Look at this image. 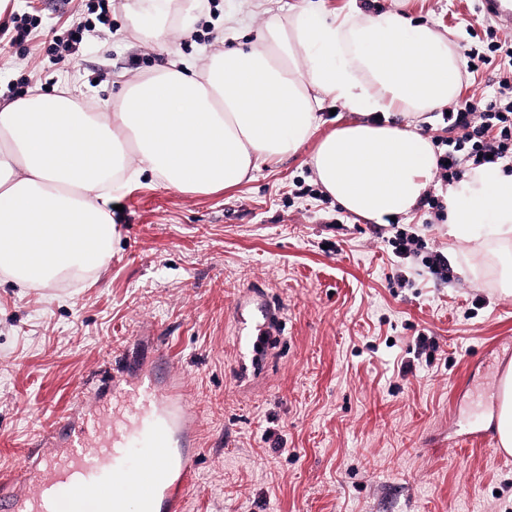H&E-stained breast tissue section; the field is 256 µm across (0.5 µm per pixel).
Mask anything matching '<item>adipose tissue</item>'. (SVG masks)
I'll list each match as a JSON object with an SVG mask.
<instances>
[{"instance_id": "ef3b65f1", "label": "adipose tissue", "mask_w": 512, "mask_h": 512, "mask_svg": "<svg viewBox=\"0 0 512 512\" xmlns=\"http://www.w3.org/2000/svg\"><path fill=\"white\" fill-rule=\"evenodd\" d=\"M197 0L133 12L132 33L165 49L190 32ZM459 58L447 36L404 11L344 13L317 0L268 21L255 42L174 56L123 81L103 109L63 89L0 105V275L40 288L101 269L116 234L111 205L142 177L182 193L240 185L304 144L317 182L348 212L387 223L409 214L436 171L430 137L375 113L422 118L456 99ZM365 115L322 138L324 101ZM448 234L495 240L512 289V174L486 165L448 188Z\"/></svg>"}]
</instances>
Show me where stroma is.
<instances>
[{"instance_id":"35a3bbf8","label":"stroma","mask_w":512,"mask_h":512,"mask_svg":"<svg viewBox=\"0 0 512 512\" xmlns=\"http://www.w3.org/2000/svg\"><path fill=\"white\" fill-rule=\"evenodd\" d=\"M22 0L0 12V31L28 19L20 45L0 41V104L59 82L105 101L123 76L162 65L165 54L130 33L134 0ZM301 0H213L173 47L191 57L215 24L238 11L225 46L253 42L272 17ZM363 12L402 6L446 30L459 58L485 52L487 29L505 34L480 0H358ZM78 53L52 61L78 24ZM312 144L253 180L184 194L143 179L120 197L105 266L63 274L41 288L0 275V477L31 449L89 413L93 386L135 362L176 371L192 396L196 477L185 512H512V461L473 446L497 427L494 389L512 359V295L501 267L448 226L414 208L395 224L343 211L333 198L296 196L315 186ZM416 232L448 259V277L418 261L401 266L388 244ZM404 271L408 282L398 285ZM280 308L271 353L254 363L260 310ZM434 352L416 350L419 334ZM413 362V373L400 371ZM275 432L281 451L266 442Z\"/></svg>"}]
</instances>
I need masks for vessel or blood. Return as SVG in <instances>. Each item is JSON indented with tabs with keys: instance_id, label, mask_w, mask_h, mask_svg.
Here are the masks:
<instances>
[{
	"instance_id": "vessel-or-blood-1",
	"label": "vessel or blood",
	"mask_w": 512,
	"mask_h": 512,
	"mask_svg": "<svg viewBox=\"0 0 512 512\" xmlns=\"http://www.w3.org/2000/svg\"><path fill=\"white\" fill-rule=\"evenodd\" d=\"M124 404L113 411V394ZM99 407L76 434L34 453L37 476L0 490V512H184L198 466L192 407L180 377L159 383L140 372L112 377L98 389ZM138 463H130V452Z\"/></svg>"
}]
</instances>
